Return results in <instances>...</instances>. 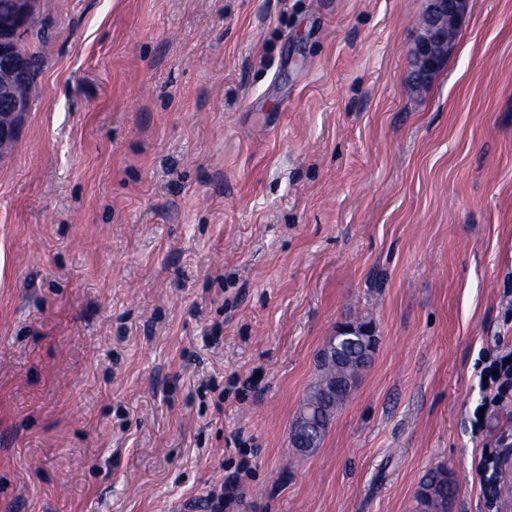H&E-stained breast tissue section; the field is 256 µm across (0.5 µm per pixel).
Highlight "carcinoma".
Returning <instances> with one entry per match:
<instances>
[{
    "label": "carcinoma",
    "instance_id": "1",
    "mask_svg": "<svg viewBox=\"0 0 512 512\" xmlns=\"http://www.w3.org/2000/svg\"><path fill=\"white\" fill-rule=\"evenodd\" d=\"M369 322H355L356 331H337L331 337L329 355L318 362L319 377L310 388L306 403L312 406L309 421L296 426L291 444L305 456L319 447L331 418L349 396L353 384L370 366L376 340L361 332ZM458 493V484L445 468H435L423 479L418 492L419 512H448Z\"/></svg>",
    "mask_w": 512,
    "mask_h": 512
}]
</instances>
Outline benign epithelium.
<instances>
[{
  "label": "benign epithelium",
  "mask_w": 512,
  "mask_h": 512,
  "mask_svg": "<svg viewBox=\"0 0 512 512\" xmlns=\"http://www.w3.org/2000/svg\"><path fill=\"white\" fill-rule=\"evenodd\" d=\"M468 0H427L419 17L420 34L412 48L413 85L429 83L457 40ZM34 22L33 0H13L10 13L0 17V99L9 111L0 113V150L18 140L29 109L30 69L17 37Z\"/></svg>",
  "instance_id": "1"
}]
</instances>
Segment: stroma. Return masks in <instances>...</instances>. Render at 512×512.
I'll return each instance as SVG.
<instances>
[{"mask_svg": "<svg viewBox=\"0 0 512 512\" xmlns=\"http://www.w3.org/2000/svg\"><path fill=\"white\" fill-rule=\"evenodd\" d=\"M425 0H36L0 158V512H499L479 372L512 347V0H468L414 91ZM371 365L311 455L339 326ZM457 493L458 484L447 469L430 470L417 492L419 511L448 512ZM243 485L241 482V476L229 475L225 480L224 484L221 485V494L216 498L214 502V495L211 497L214 511L212 512H223L231 506L235 505L242 498Z\"/></svg>", "mask_w": 512, "mask_h": 512, "instance_id": "obj_1", "label": "stroma"}]
</instances>
